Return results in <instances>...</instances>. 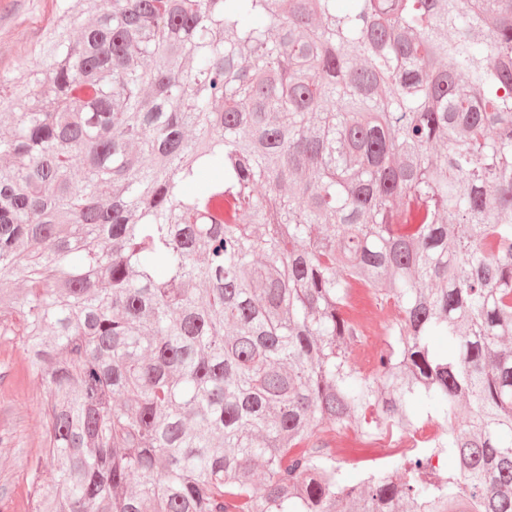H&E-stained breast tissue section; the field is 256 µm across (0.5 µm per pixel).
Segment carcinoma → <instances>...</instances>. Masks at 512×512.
I'll list each match as a JSON object with an SVG mask.
<instances>
[{
	"label": "carcinoma",
	"mask_w": 512,
	"mask_h": 512,
	"mask_svg": "<svg viewBox=\"0 0 512 512\" xmlns=\"http://www.w3.org/2000/svg\"><path fill=\"white\" fill-rule=\"evenodd\" d=\"M0 123L33 512H512V0H60ZM439 434V430L435 426H431L429 430L415 433L412 436H407L401 441H391L389 439L379 440L378 447L368 446L361 444L352 434H348L343 438V442L340 450L336 451V458L346 462H356L358 459L371 457L369 459L371 466L375 468L392 469L393 461L395 462V468L397 469L398 476L403 473L402 456L410 453L425 452L430 448H417L425 443L433 440ZM373 448L374 451H373ZM373 451V453H372Z\"/></svg>",
	"instance_id": "obj_1"
}]
</instances>
